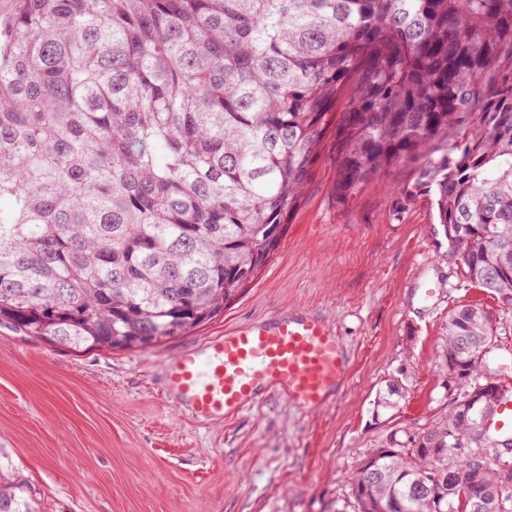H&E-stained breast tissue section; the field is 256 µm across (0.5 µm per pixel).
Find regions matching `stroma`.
<instances>
[{"label":"stroma","instance_id":"obj_1","mask_svg":"<svg viewBox=\"0 0 512 512\" xmlns=\"http://www.w3.org/2000/svg\"><path fill=\"white\" fill-rule=\"evenodd\" d=\"M424 164L396 163L342 205L325 145L259 278L160 345L78 352L0 325V475L39 512H334L366 454L447 412L437 366L449 313L501 307L465 278L429 198L401 205ZM287 308L326 316L339 336L350 359L341 398L312 413L274 398L224 420L174 409L168 360ZM392 382L403 388L396 408L377 410Z\"/></svg>","mask_w":512,"mask_h":512}]
</instances>
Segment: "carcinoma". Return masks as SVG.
Returning <instances> with one entry per match:
<instances>
[{
	"label": "carcinoma",
	"mask_w": 512,
	"mask_h": 512,
	"mask_svg": "<svg viewBox=\"0 0 512 512\" xmlns=\"http://www.w3.org/2000/svg\"><path fill=\"white\" fill-rule=\"evenodd\" d=\"M512 0H7L0 324L75 350L156 346L258 277L327 136L336 201L439 140L420 187L469 281L512 310ZM494 315L445 327L448 413L374 449L352 512H512V437L468 400ZM477 476L482 505L465 500ZM0 512H36L0 479Z\"/></svg>",
	"instance_id": "cac0c4a2"
}]
</instances>
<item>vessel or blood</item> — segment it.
I'll use <instances>...</instances> for the list:
<instances>
[{"instance_id": "obj_1", "label": "vessel or blood", "mask_w": 512, "mask_h": 512, "mask_svg": "<svg viewBox=\"0 0 512 512\" xmlns=\"http://www.w3.org/2000/svg\"><path fill=\"white\" fill-rule=\"evenodd\" d=\"M348 358L327 319L288 312L236 326L172 358L166 392L192 416L221 419L274 396L304 411L340 396Z\"/></svg>"}]
</instances>
